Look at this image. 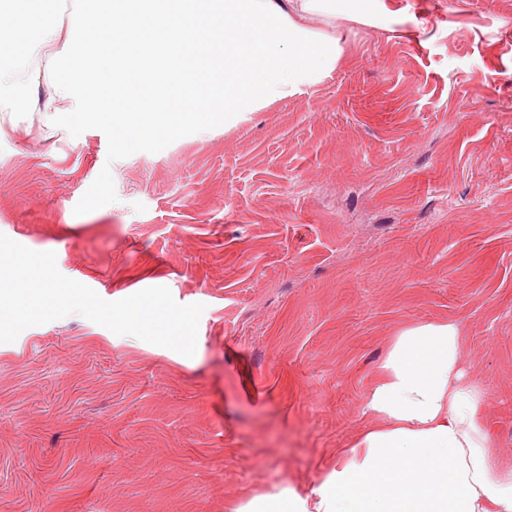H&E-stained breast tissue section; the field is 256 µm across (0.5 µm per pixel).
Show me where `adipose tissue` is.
<instances>
[{"label": "adipose tissue", "instance_id": "adipose-tissue-1", "mask_svg": "<svg viewBox=\"0 0 512 512\" xmlns=\"http://www.w3.org/2000/svg\"><path fill=\"white\" fill-rule=\"evenodd\" d=\"M370 0H82L67 36L47 0L11 12L22 52L0 54V105L40 112L47 127L85 112L130 141L163 143L202 112L225 120L290 98L346 59L310 13L374 20ZM108 43L111 73L100 66ZM457 327H407L378 366L365 411L377 418L314 486L283 481L229 512H512V467L480 415L488 390L459 365Z\"/></svg>", "mask_w": 512, "mask_h": 512}]
</instances>
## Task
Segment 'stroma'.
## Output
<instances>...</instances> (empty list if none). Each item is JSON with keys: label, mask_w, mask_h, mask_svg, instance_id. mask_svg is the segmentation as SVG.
Listing matches in <instances>:
<instances>
[{"label": "stroma", "mask_w": 512, "mask_h": 512, "mask_svg": "<svg viewBox=\"0 0 512 512\" xmlns=\"http://www.w3.org/2000/svg\"><path fill=\"white\" fill-rule=\"evenodd\" d=\"M346 60L163 144L0 111V234L107 301L204 304L192 358L72 314L0 344V512H227L376 418L404 327L450 322L512 464V0H384Z\"/></svg>", "instance_id": "35a3bbf8"}]
</instances>
